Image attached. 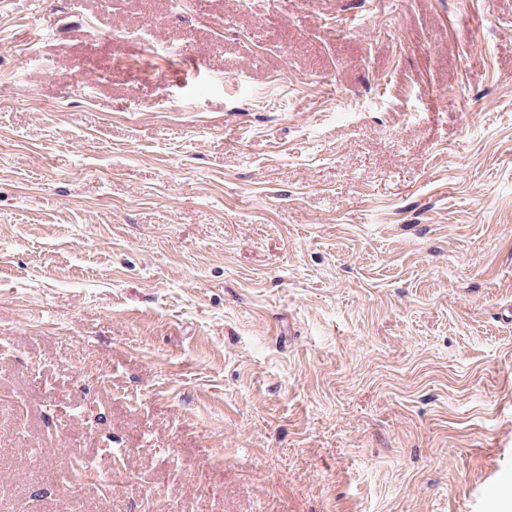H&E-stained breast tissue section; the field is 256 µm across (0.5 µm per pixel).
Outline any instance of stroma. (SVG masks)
Here are the masks:
<instances>
[{
	"label": "stroma",
	"instance_id": "1",
	"mask_svg": "<svg viewBox=\"0 0 512 512\" xmlns=\"http://www.w3.org/2000/svg\"><path fill=\"white\" fill-rule=\"evenodd\" d=\"M149 501L512 512V0H0V512Z\"/></svg>",
	"mask_w": 512,
	"mask_h": 512
}]
</instances>
